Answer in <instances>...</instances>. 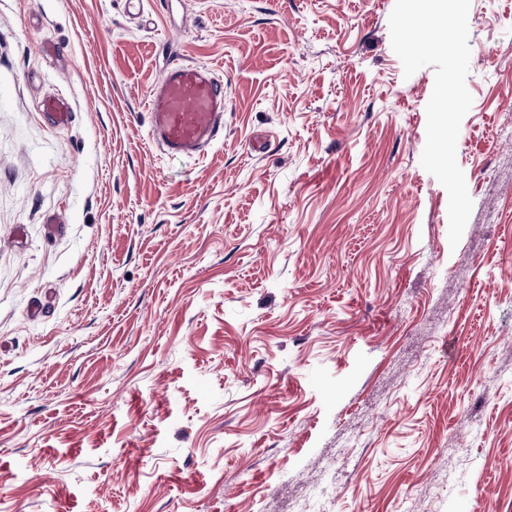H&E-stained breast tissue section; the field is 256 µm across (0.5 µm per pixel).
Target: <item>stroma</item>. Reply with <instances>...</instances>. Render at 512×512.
<instances>
[{
    "label": "stroma",
    "instance_id": "35a3bbf8",
    "mask_svg": "<svg viewBox=\"0 0 512 512\" xmlns=\"http://www.w3.org/2000/svg\"><path fill=\"white\" fill-rule=\"evenodd\" d=\"M394 4L0 0V512H512V0H471L455 247ZM175 59L229 108L171 159ZM150 138L171 156L193 155L224 133V79L213 69L172 63L148 95ZM42 111L54 125H67L72 119L69 105L60 99H47L42 102Z\"/></svg>",
    "mask_w": 512,
    "mask_h": 512
}]
</instances>
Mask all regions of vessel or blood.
<instances>
[{"instance_id": "vessel-or-blood-1", "label": "vessel or blood", "mask_w": 512, "mask_h": 512, "mask_svg": "<svg viewBox=\"0 0 512 512\" xmlns=\"http://www.w3.org/2000/svg\"><path fill=\"white\" fill-rule=\"evenodd\" d=\"M226 107L224 80L213 69L170 64L148 95L150 138L169 155L196 154L223 135ZM42 110L58 126L72 119L68 104L60 99L44 100Z\"/></svg>"}]
</instances>
